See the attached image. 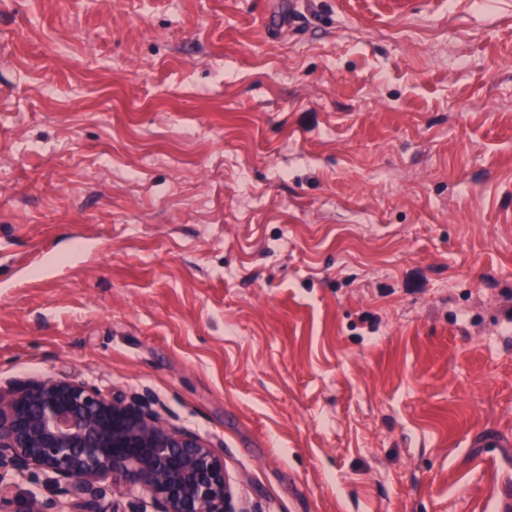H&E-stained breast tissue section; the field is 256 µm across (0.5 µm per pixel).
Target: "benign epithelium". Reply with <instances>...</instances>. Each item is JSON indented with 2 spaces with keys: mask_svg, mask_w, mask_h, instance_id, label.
Returning <instances> with one entry per match:
<instances>
[{
  "mask_svg": "<svg viewBox=\"0 0 512 512\" xmlns=\"http://www.w3.org/2000/svg\"><path fill=\"white\" fill-rule=\"evenodd\" d=\"M38 476L49 495L15 494ZM118 479L134 512H236L224 456L141 400L66 378L0 390V512H102L98 483Z\"/></svg>",
  "mask_w": 512,
  "mask_h": 512,
  "instance_id": "benign-epithelium-1",
  "label": "benign epithelium"
}]
</instances>
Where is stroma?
I'll list each match as a JSON object with an SVG mask.
<instances>
[{
  "instance_id": "1",
  "label": "stroma",
  "mask_w": 512,
  "mask_h": 512,
  "mask_svg": "<svg viewBox=\"0 0 512 512\" xmlns=\"http://www.w3.org/2000/svg\"><path fill=\"white\" fill-rule=\"evenodd\" d=\"M0 0V386L151 402L240 512L512 485V0Z\"/></svg>"
}]
</instances>
